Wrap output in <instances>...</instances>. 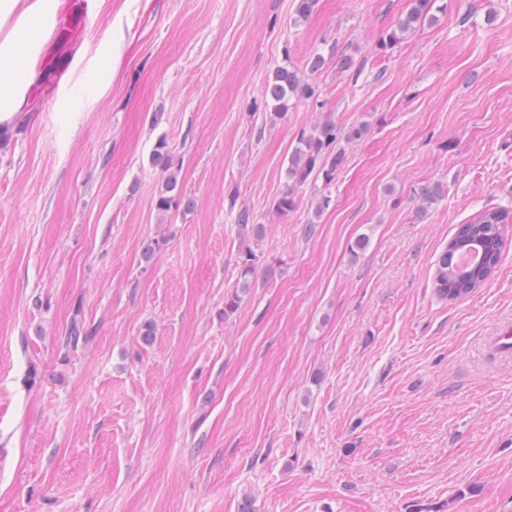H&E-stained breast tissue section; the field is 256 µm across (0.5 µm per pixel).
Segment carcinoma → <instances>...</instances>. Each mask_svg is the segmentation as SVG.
I'll return each instance as SVG.
<instances>
[{"label": "carcinoma", "mask_w": 512, "mask_h": 512, "mask_svg": "<svg viewBox=\"0 0 512 512\" xmlns=\"http://www.w3.org/2000/svg\"><path fill=\"white\" fill-rule=\"evenodd\" d=\"M435 3L436 0H408L404 17L381 38L380 47L384 50L395 47L405 35L432 19L431 11ZM264 98L267 117L270 123L275 124L286 117L290 101L318 99V88L301 75V70L290 59L285 58L268 79ZM365 132L364 125L345 130L330 116L311 129L302 131L288 157L285 171L288 185L274 202L275 212L285 215L292 211L296 205L295 189L309 179L320 178L326 186L335 182L345 160V145L360 139ZM152 163L163 173L162 184L154 196V209L157 214L165 220L175 211L191 210L194 201L182 192L178 169L174 166L165 142H159L153 150ZM442 195L443 192L437 184L419 187L415 190L417 213L422 217L426 216ZM508 220L509 212L487 209L457 227L448 243V249L440 255L434 273L433 288L440 299L454 301L485 284L500 261L505 244L501 225L508 223ZM236 222L243 235L256 238L262 236L263 225L254 223L249 209H241ZM466 250L479 253L476 263H457V255ZM238 265L237 288L224 297L226 320L237 312L242 297L251 288L257 269V255L251 247L247 246L242 250ZM91 336L92 330L86 327L76 313L67 328L62 346L76 350L85 345Z\"/></svg>", "instance_id": "carcinoma-1"}]
</instances>
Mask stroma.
<instances>
[{
    "label": "stroma",
    "mask_w": 512,
    "mask_h": 512,
    "mask_svg": "<svg viewBox=\"0 0 512 512\" xmlns=\"http://www.w3.org/2000/svg\"><path fill=\"white\" fill-rule=\"evenodd\" d=\"M444 2L384 51L407 0H318L301 22L295 0H97L33 77L53 95L0 139V512H512V355L487 354L512 326V224L482 288H433L457 225L512 213V0ZM318 52V99L266 124L274 68ZM327 114L367 131L278 215ZM161 141L195 201L165 224ZM425 184L443 197L421 217ZM76 311L96 333L73 351ZM238 265L239 279L237 288L224 298V319H229L237 312L242 297L245 296L251 288L257 269V255L250 246H246L240 253Z\"/></svg>",
    "instance_id": "1"
}]
</instances>
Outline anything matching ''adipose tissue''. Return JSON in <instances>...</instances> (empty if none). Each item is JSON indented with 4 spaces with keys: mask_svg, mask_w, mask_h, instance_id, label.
Segmentation results:
<instances>
[{
    "mask_svg": "<svg viewBox=\"0 0 512 512\" xmlns=\"http://www.w3.org/2000/svg\"><path fill=\"white\" fill-rule=\"evenodd\" d=\"M43 0H0V123L11 122L19 104L18 88L31 75L33 52L44 39L36 23Z\"/></svg>",
    "mask_w": 512,
    "mask_h": 512,
    "instance_id": "obj_1",
    "label": "adipose tissue"
}]
</instances>
